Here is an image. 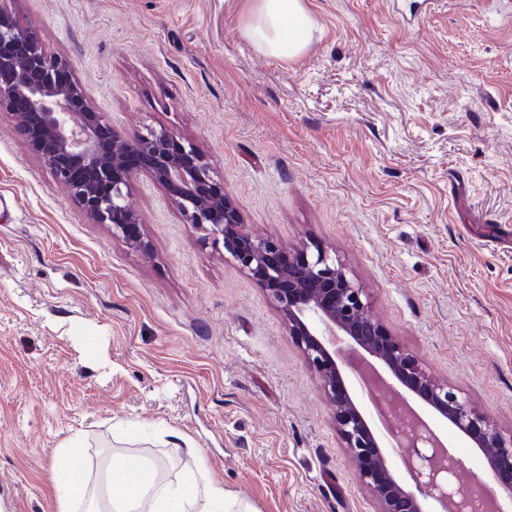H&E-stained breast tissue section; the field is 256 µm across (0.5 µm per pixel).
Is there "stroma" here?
<instances>
[{
    "mask_svg": "<svg viewBox=\"0 0 512 512\" xmlns=\"http://www.w3.org/2000/svg\"><path fill=\"white\" fill-rule=\"evenodd\" d=\"M292 59L249 0H0L116 130L195 143L253 234L320 245L430 376L512 434V0H306ZM0 512H58L84 450L193 470L251 512H378L266 291L135 178L150 243L67 198L0 112ZM466 487L489 468L431 408ZM65 466L59 478L53 475L54 490L58 500L59 512H71L72 505L85 493L81 475L83 469V450L77 445L62 449Z\"/></svg>",
    "mask_w": 512,
    "mask_h": 512,
    "instance_id": "stroma-1",
    "label": "stroma"
}]
</instances>
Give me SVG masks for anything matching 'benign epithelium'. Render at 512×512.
<instances>
[{"label": "benign epithelium", "mask_w": 512, "mask_h": 512, "mask_svg": "<svg viewBox=\"0 0 512 512\" xmlns=\"http://www.w3.org/2000/svg\"><path fill=\"white\" fill-rule=\"evenodd\" d=\"M74 70L73 63L48 54L19 19L0 13V112L16 118L30 150L65 187L70 201L134 248L148 244L144 234H131L139 224L127 205L131 181L144 175L179 188L177 204L186 223L200 231L201 242L224 248V257L258 281L281 312L336 407L344 446L366 462L357 478L373 493L379 512H425L428 499L443 507L454 502L464 512L470 497L452 482L457 459L421 417L405 435L388 433L411 483L392 472L388 456L341 384L344 367L366 388L383 382L376 360L486 452L494 480L512 498V435L504 437L486 415L426 373L374 319L364 288L339 260L319 245L302 248L294 258L278 241L254 235L227 195L213 192L216 182L197 146L169 130L133 136L114 131L112 151L103 152L100 131L107 123L101 113L75 81H60L62 72L71 76ZM132 154L147 156L149 163L128 167L126 158Z\"/></svg>", "instance_id": "7a95c632"}]
</instances>
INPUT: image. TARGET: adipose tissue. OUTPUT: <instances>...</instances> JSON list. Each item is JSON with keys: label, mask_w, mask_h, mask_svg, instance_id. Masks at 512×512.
<instances>
[{"label": "adipose tissue", "mask_w": 512, "mask_h": 512, "mask_svg": "<svg viewBox=\"0 0 512 512\" xmlns=\"http://www.w3.org/2000/svg\"><path fill=\"white\" fill-rule=\"evenodd\" d=\"M312 25L304 0H251L244 33L267 54L291 58L306 49ZM63 454L65 466L53 480L54 490L59 512H72L85 493L83 450L73 445ZM111 470L112 512H248L225 496L222 485L199 480L191 471L162 484L149 463L132 457L114 459Z\"/></svg>", "instance_id": "ef3b65f1"}]
</instances>
